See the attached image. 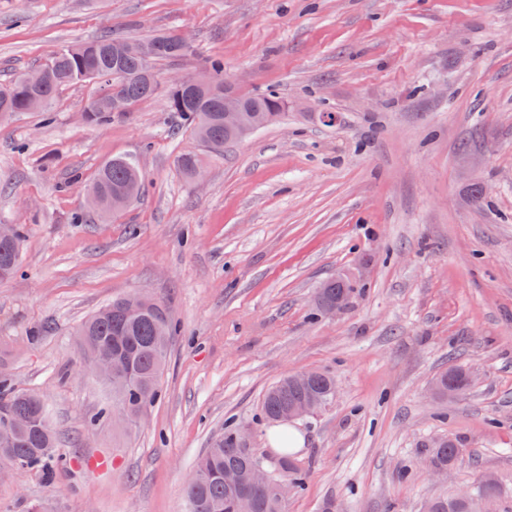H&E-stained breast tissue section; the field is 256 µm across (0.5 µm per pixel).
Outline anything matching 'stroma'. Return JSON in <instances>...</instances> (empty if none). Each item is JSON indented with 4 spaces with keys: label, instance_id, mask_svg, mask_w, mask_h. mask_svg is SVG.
<instances>
[{
    "label": "stroma",
    "instance_id": "obj_1",
    "mask_svg": "<svg viewBox=\"0 0 512 512\" xmlns=\"http://www.w3.org/2000/svg\"><path fill=\"white\" fill-rule=\"evenodd\" d=\"M173 31L188 55L126 116L88 124L97 87L78 83L50 114L0 120V224L24 233L0 281V366L42 396L64 453L49 481L0 458V512H186L211 442L243 428L270 458L263 395L311 371L336 393L296 422L306 485L286 512H424L481 472L512 512V0H0V84L107 32ZM214 59L239 92L287 103L220 154L164 93ZM188 151L203 178L181 171ZM115 157L142 194L76 223ZM336 278L354 292L325 316L316 291ZM137 292L168 308L170 365L134 424L104 423L112 393L75 331ZM451 366L467 393L433 394ZM443 438L459 452L438 480ZM18 235V254H14L9 247L0 246V281L10 278L20 266L21 246L24 235L22 231L17 230Z\"/></svg>",
    "mask_w": 512,
    "mask_h": 512
}]
</instances>
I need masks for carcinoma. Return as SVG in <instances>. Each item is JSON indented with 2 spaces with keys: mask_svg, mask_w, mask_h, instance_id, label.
Returning a JSON list of instances; mask_svg holds the SVG:
<instances>
[{
  "mask_svg": "<svg viewBox=\"0 0 512 512\" xmlns=\"http://www.w3.org/2000/svg\"><path fill=\"white\" fill-rule=\"evenodd\" d=\"M179 35L170 32L142 40L144 44L166 43L168 47L154 56H139L125 51L131 41L102 35L90 42L60 49L46 64L36 68L41 82L32 87L19 78L6 87L0 86V108L14 112L29 111V101L36 96L44 101L41 113L49 112L58 90L80 82H93L98 91L85 109L86 122L109 124L124 116L140 101L157 94L155 65L182 58L188 45L178 44ZM208 70L214 77L213 87L205 93L186 95L179 88L168 86L167 105L187 123L186 130L198 137L200 128L207 131L202 143L215 152L224 144L239 139V133L224 127V66L210 61ZM246 102L281 116L283 99L272 94L245 97ZM142 189L141 172L126 157H115L104 164L86 186L89 195L100 200L93 214L105 220L112 215V195L123 193L134 199ZM21 254L0 246V281L10 278L20 266ZM350 290L336 280L318 291V304L323 308L344 298ZM144 307L135 314L125 311L122 299L112 303L83 321L75 332L84 357L110 354L126 363L127 372L119 379H110L112 398L122 407L129 421H135L160 396V380L167 364L168 346L173 326L165 305L145 295ZM469 375L459 367L443 371L434 381L437 393L448 396V386L462 395L468 387ZM335 394L334 380L319 373H308V382L301 385L285 377L270 387L263 397L264 416L275 422L288 405L308 396L325 405ZM18 421L21 429L12 434L0 432V458H7L20 470H40L52 477L57 454V436L46 417V407L35 393L17 390L11 379L0 377V424L3 419ZM457 444L444 440L435 445L429 466L446 468L453 464ZM258 457L242 442L236 431L228 429L217 437L198 459L194 475L185 489L188 512H285L286 501L280 498L278 483L286 479L298 490L304 485L302 464L289 455L278 459L270 482L251 486L242 480L249 466ZM499 487H489L478 478L470 498L436 495L428 498L429 512H498Z\"/></svg>",
  "mask_w": 512,
  "mask_h": 512,
  "instance_id": "1",
  "label": "carcinoma"
}]
</instances>
